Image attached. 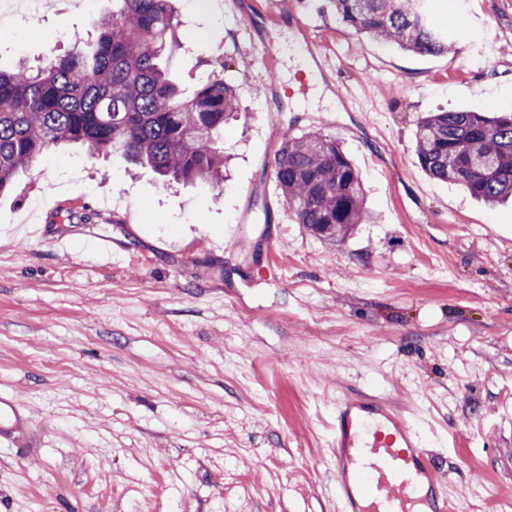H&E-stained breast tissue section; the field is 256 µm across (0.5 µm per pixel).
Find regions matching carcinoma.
I'll list each match as a JSON object with an SVG mask.
<instances>
[{
    "label": "carcinoma",
    "instance_id": "obj_1",
    "mask_svg": "<svg viewBox=\"0 0 512 512\" xmlns=\"http://www.w3.org/2000/svg\"><path fill=\"white\" fill-rule=\"evenodd\" d=\"M92 19L97 36L74 40L34 70L0 69V192L60 144L90 158L119 155L162 179L224 182V121L236 90L215 75L184 95L166 62L181 46L173 0H111ZM356 36L420 54L452 50L455 35L435 26L425 0H329ZM415 151L431 177L456 183L489 204L512 199V111L435 112L422 117ZM277 185L298 223L335 242L365 224L361 177L335 138H284Z\"/></svg>",
    "mask_w": 512,
    "mask_h": 512
}]
</instances>
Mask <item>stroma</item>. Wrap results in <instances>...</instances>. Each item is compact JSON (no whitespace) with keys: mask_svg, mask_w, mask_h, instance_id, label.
<instances>
[{"mask_svg":"<svg viewBox=\"0 0 512 512\" xmlns=\"http://www.w3.org/2000/svg\"><path fill=\"white\" fill-rule=\"evenodd\" d=\"M5 2V69L90 29L80 0H32L28 18ZM281 3L273 20L254 0H177L172 76L237 91L223 192L70 146L0 193V394L26 391L0 512H342L331 425L365 394L420 434L458 512H512V205L429 177L414 142L430 112L512 111V0H430L458 35L441 55L357 38L324 0L302 21ZM269 40L273 73L251 50ZM293 70L323 86L301 112L276 96ZM313 131L340 142L372 214L336 243L297 224L266 165ZM19 224L43 240L17 243Z\"/></svg>","mask_w":512,"mask_h":512,"instance_id":"35a3bbf8","label":"stroma"}]
</instances>
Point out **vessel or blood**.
Returning a JSON list of instances; mask_svg holds the SVG:
<instances>
[{
    "label": "vessel or blood",
    "mask_w": 512,
    "mask_h": 512,
    "mask_svg": "<svg viewBox=\"0 0 512 512\" xmlns=\"http://www.w3.org/2000/svg\"><path fill=\"white\" fill-rule=\"evenodd\" d=\"M333 429L344 512H451L420 436L387 402L337 401Z\"/></svg>",
    "instance_id": "1"
}]
</instances>
